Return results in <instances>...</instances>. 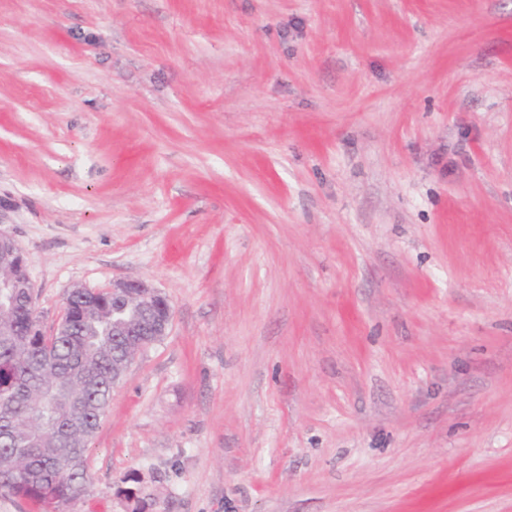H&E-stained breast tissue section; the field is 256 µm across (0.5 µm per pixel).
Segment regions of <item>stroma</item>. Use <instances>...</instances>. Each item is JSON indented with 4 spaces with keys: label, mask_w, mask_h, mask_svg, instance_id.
<instances>
[{
    "label": "stroma",
    "mask_w": 512,
    "mask_h": 512,
    "mask_svg": "<svg viewBox=\"0 0 512 512\" xmlns=\"http://www.w3.org/2000/svg\"><path fill=\"white\" fill-rule=\"evenodd\" d=\"M0 232L172 306L70 512H512V0H0Z\"/></svg>",
    "instance_id": "obj_1"
}]
</instances>
